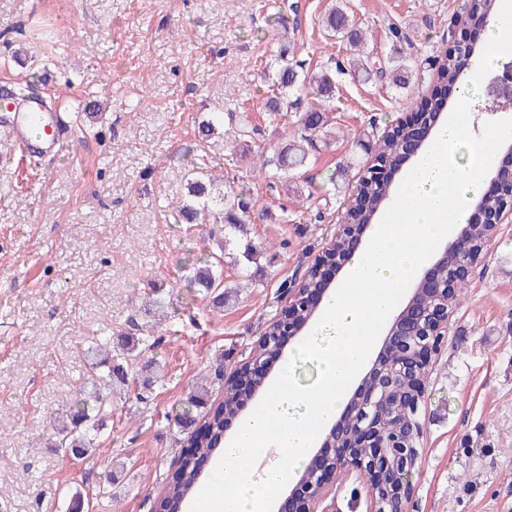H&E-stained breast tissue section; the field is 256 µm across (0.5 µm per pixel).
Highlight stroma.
<instances>
[{
  "label": "stroma",
  "instance_id": "obj_1",
  "mask_svg": "<svg viewBox=\"0 0 512 512\" xmlns=\"http://www.w3.org/2000/svg\"><path fill=\"white\" fill-rule=\"evenodd\" d=\"M466 0H345L373 47L353 67L324 17L336 0H0V83L39 76L67 113L58 154L26 158L0 139V512H148L181 456L174 424L201 379L233 370L264 335L343 218L347 188L377 139L430 96L435 62ZM329 73L326 134L282 179L258 173L261 153L300 140L309 102L266 106L278 68ZM406 58L405 87L378 78ZM255 116L250 136L232 114ZM218 121L204 136L201 121ZM254 200L253 284L223 308L189 288L192 261L217 245L176 223L192 167ZM157 337L128 371L125 395L79 462L53 448V429L89 378L84 349L104 326ZM161 368L146 399L136 383ZM421 458L406 512H512V223L473 269L429 367Z\"/></svg>",
  "mask_w": 512,
  "mask_h": 512
}]
</instances>
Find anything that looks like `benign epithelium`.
I'll use <instances>...</instances> for the list:
<instances>
[{
	"label": "benign epithelium",
	"instance_id": "1",
	"mask_svg": "<svg viewBox=\"0 0 512 512\" xmlns=\"http://www.w3.org/2000/svg\"><path fill=\"white\" fill-rule=\"evenodd\" d=\"M451 53L467 55L466 62L469 66L477 57L475 44L465 36L453 37ZM484 92L491 103V111L512 109V67L506 66L492 73L484 86ZM443 118L444 113L441 111L416 112L401 124L408 132V138L403 143L400 158L394 161L374 160L368 173L370 180L387 183L388 173L398 171L402 162L419 155ZM491 183L494 191L512 199V163L507 161L497 166ZM381 207L383 204H378L364 224L339 225L334 242L343 243V247H330L327 254L313 265L319 280L318 287L307 291L299 288L286 291L285 306L276 318L279 325L275 336L278 357H283L286 341L298 335L310 322L308 318L297 319L295 311L301 306L314 313L318 311L338 272L360 249L364 236ZM509 217H512V202L491 214L485 209L483 202L479 201L475 206L472 223L493 224L498 228ZM467 230L468 227H463L451 248L445 250L424 272L419 287L413 289L410 299L389 325L382 349L372 367L345 410L331 425L320 448L313 454L318 465L299 477L288 495L279 502L277 512H314V505L324 501L326 487L336 477L333 467L340 460L346 462L350 471L357 474L368 466L372 467L375 480L381 485L384 484L383 474L387 467L404 470L412 465L411 449L403 447L400 438L389 439L380 431L375 423L374 409L383 399L384 392L398 378L407 383H415V392L409 394V399L417 397L420 382L416 381L415 371L430 365L439 351L443 337L448 333L450 278L444 272L453 270L458 246ZM422 293L443 299L442 307L423 313L412 311L416 297ZM392 348L401 350L405 360L384 361L386 352ZM272 370L270 363L250 357L227 380L235 385L239 400L244 405L258 393V389L254 388L253 378L257 376L264 380ZM338 437L350 438L347 447L335 448Z\"/></svg>",
	"mask_w": 512,
	"mask_h": 512
}]
</instances>
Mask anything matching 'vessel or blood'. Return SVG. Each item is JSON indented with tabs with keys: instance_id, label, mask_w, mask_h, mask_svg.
<instances>
[{
	"instance_id": "1",
	"label": "vessel or blood",
	"mask_w": 512,
	"mask_h": 512,
	"mask_svg": "<svg viewBox=\"0 0 512 512\" xmlns=\"http://www.w3.org/2000/svg\"><path fill=\"white\" fill-rule=\"evenodd\" d=\"M0 132L8 134L24 154H53L70 127L63 113L40 98L9 99L0 88Z\"/></svg>"
}]
</instances>
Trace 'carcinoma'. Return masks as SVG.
<instances>
[{"label": "carcinoma", "mask_w": 512, "mask_h": 512, "mask_svg": "<svg viewBox=\"0 0 512 512\" xmlns=\"http://www.w3.org/2000/svg\"><path fill=\"white\" fill-rule=\"evenodd\" d=\"M470 12L489 21L496 11V0H468ZM326 25L334 33L347 29L348 18L341 8L328 14ZM287 49L279 55V67L273 81V92L269 104L272 109L280 108L288 90L296 85L312 90L313 93L327 98L331 93L332 83L329 76L322 73L303 80L288 62ZM465 60L459 57L440 59L436 69L439 85L453 84L460 79ZM306 135L302 142L289 144L271 155L263 156L261 169L273 178L280 173L303 165L306 159L304 144L310 142L312 135L325 128L328 123L327 113L323 108H311L300 117ZM404 135L386 134L375 145L376 157L395 159L401 152ZM214 181L205 178L201 171L193 173L187 182L189 201L177 209L178 218L184 224H197L213 214V226L209 237L217 239L219 250L237 243V234L245 232V225L250 221L253 201L241 197L235 190L228 187L214 196ZM390 194V186L381 185L364 178L359 180L353 193L348 195L345 217L355 224L365 220L361 200L364 197L376 201ZM497 230L489 225H474L469 228L462 240L459 256L463 263H474L482 258L491 248ZM190 286L213 296L216 305H222L232 297V288L224 285V256L211 254L202 261V266L195 268L190 279ZM153 346L150 337L145 336L129 342L123 352L112 354V336L105 333L98 338L96 346L88 349L87 354L92 360V375L87 382L81 398L75 404V410L69 421L56 427L55 446L68 451L74 457H83L93 447L96 437L103 428L106 417L112 415V393L126 386L127 369L134 363V357L140 350ZM222 397L213 400L207 383L200 382L193 388L187 408L175 417V425L183 430L192 429L189 436L181 442L183 452L179 468L167 483L164 492L150 504L149 512H183L187 502L194 496L200 484L197 471V459L211 455L215 440L224 433V419L236 414L238 400L236 393L229 387H221ZM408 388L401 385L388 394V402L395 407L381 415L378 424L380 429L389 436L406 434L407 444L415 449V456H420L419 436L412 433V425L419 420L421 404H414L405 399Z\"/></svg>", "instance_id": "carcinoma-1"}]
</instances>
